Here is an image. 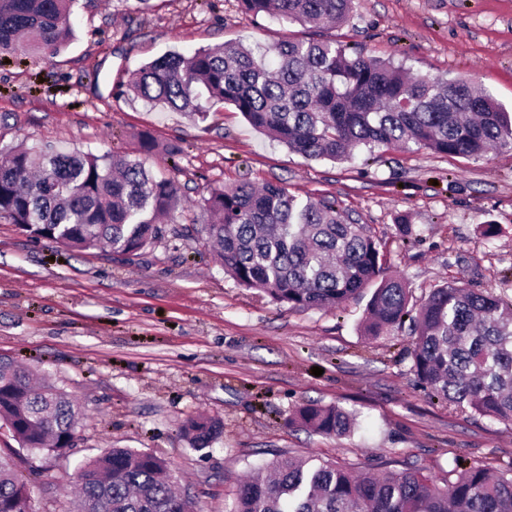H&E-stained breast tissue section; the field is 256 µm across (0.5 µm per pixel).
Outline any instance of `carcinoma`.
<instances>
[{
	"label": "carcinoma",
	"instance_id": "cac0c4a2",
	"mask_svg": "<svg viewBox=\"0 0 512 512\" xmlns=\"http://www.w3.org/2000/svg\"><path fill=\"white\" fill-rule=\"evenodd\" d=\"M73 0H0V54L18 42L52 56L74 37ZM253 16L317 27L345 21L352 0H238ZM125 93L205 118L230 104L255 128L308 159L341 162L353 151L413 146L451 157H481L512 147V113L462 79L415 77L390 61L351 55L334 39L302 37L253 49L228 41L186 57L166 53L133 73ZM175 181L155 177L141 159L114 162L81 152L17 150L0 162V221L33 239L86 251L136 256L175 221ZM203 230L214 261L243 288L292 309L337 307L374 283L363 332L409 328L412 371L432 398L491 419L512 421V300L464 284L433 289L416 310L405 283L385 274L370 230L326 197L302 200L278 185L243 182L202 199ZM82 407L70 393L0 357V423L22 448L74 446ZM295 420L343 436L353 416L308 404ZM212 418L191 419L195 448L219 435ZM270 475L242 483L229 512H512V470L448 463L443 485L407 468L369 474L279 456ZM85 512H185L169 464L146 452L114 448L81 467ZM30 490L12 457L0 452V503L25 512Z\"/></svg>",
	"mask_w": 512,
	"mask_h": 512
}]
</instances>
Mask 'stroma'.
<instances>
[{
  "mask_svg": "<svg viewBox=\"0 0 512 512\" xmlns=\"http://www.w3.org/2000/svg\"><path fill=\"white\" fill-rule=\"evenodd\" d=\"M73 40L57 55L0 57V149L18 145L140 157L177 182L183 205L134 258L73 251L0 222V355L47 375L85 411L73 448L31 451L0 433L33 512H70L89 458L131 448L165 458L197 512H228L245 475L276 454L443 479L449 461L512 468V423L431 398L412 371L408 332L366 339L367 296L294 310L238 287L211 260L199 202L215 187L273 183L299 198H335L367 225L414 300L449 281L512 297V150L479 159L425 149L310 160L251 126L233 106L192 120L122 96L118 84L170 52L227 41L250 47L305 37L297 24L243 13L237 0H75ZM329 36L350 52L409 73L463 79L512 107V0H354ZM182 147L181 155L167 152ZM416 234L402 239L396 218ZM499 228L485 237L486 224ZM321 375H313V368ZM308 403L355 412L342 437L293 417ZM218 419L210 447L191 448L182 425Z\"/></svg>",
  "mask_w": 512,
  "mask_h": 512,
  "instance_id": "obj_1",
  "label": "stroma"
}]
</instances>
